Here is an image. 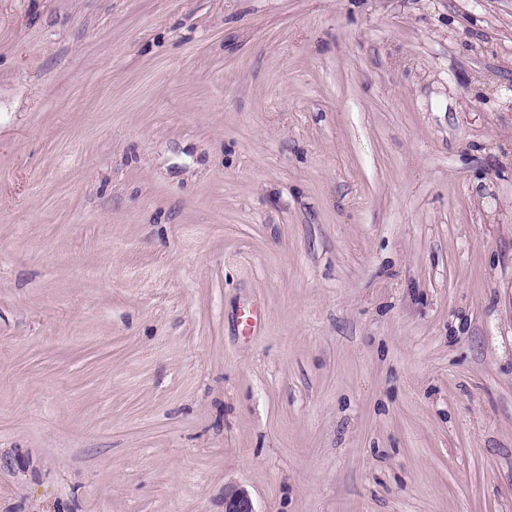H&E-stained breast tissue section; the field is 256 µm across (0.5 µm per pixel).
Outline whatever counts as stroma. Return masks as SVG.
I'll use <instances>...</instances> for the list:
<instances>
[{"label":"stroma","mask_w":512,"mask_h":512,"mask_svg":"<svg viewBox=\"0 0 512 512\" xmlns=\"http://www.w3.org/2000/svg\"><path fill=\"white\" fill-rule=\"evenodd\" d=\"M228 485L512 512V0H0V512Z\"/></svg>","instance_id":"stroma-1"}]
</instances>
